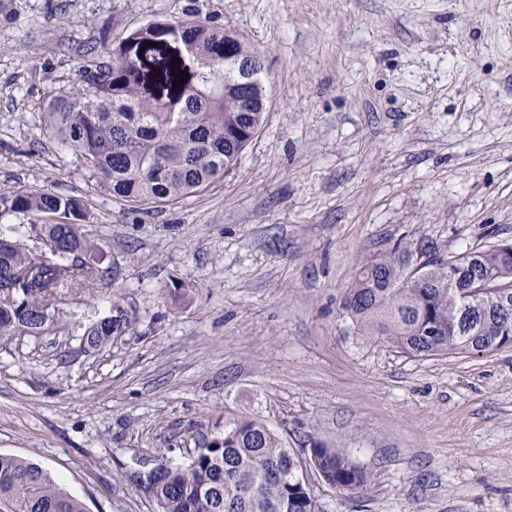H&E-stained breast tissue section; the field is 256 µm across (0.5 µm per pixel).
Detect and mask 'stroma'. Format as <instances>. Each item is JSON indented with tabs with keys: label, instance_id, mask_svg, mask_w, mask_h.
Returning a JSON list of instances; mask_svg holds the SVG:
<instances>
[{
	"label": "stroma",
	"instance_id": "1",
	"mask_svg": "<svg viewBox=\"0 0 512 512\" xmlns=\"http://www.w3.org/2000/svg\"><path fill=\"white\" fill-rule=\"evenodd\" d=\"M188 9L262 55L265 122L193 196L116 200L44 105L84 55ZM29 190L83 197L108 276L0 338V454L88 512H157L139 461L187 464L249 417L367 471L353 499L310 478L321 512H512V348L409 357L342 307L394 247L512 240V0H0V194ZM120 312L129 334L83 346Z\"/></svg>",
	"mask_w": 512,
	"mask_h": 512
}]
</instances>
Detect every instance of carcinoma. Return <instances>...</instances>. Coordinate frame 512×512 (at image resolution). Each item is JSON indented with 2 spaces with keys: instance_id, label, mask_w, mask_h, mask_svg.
Here are the masks:
<instances>
[{
  "instance_id": "1",
  "label": "carcinoma",
  "mask_w": 512,
  "mask_h": 512,
  "mask_svg": "<svg viewBox=\"0 0 512 512\" xmlns=\"http://www.w3.org/2000/svg\"><path fill=\"white\" fill-rule=\"evenodd\" d=\"M227 30L196 15L158 19L85 58L75 91L45 112L51 134L78 167L113 197L169 203L224 176L264 122V68L248 88H233L224 56ZM146 42L156 46L142 48ZM180 63L172 65L173 58ZM184 84L173 88L176 75ZM5 212L61 215L40 226L43 246L26 249L0 224V336L31 335L57 322L59 301L103 277L100 248L79 231L81 199L49 190L0 196ZM418 270L385 254L362 265L343 308L363 336H377L411 357L490 353L512 341V254L492 245L442 256L420 252ZM130 321L107 316L89 325L86 343L103 347ZM320 470L352 496L368 482L344 449L312 440ZM158 512H319L299 476L296 455L265 423L240 418L211 436L186 465L150 473ZM0 501L11 512H87L39 464L0 455Z\"/></svg>"
}]
</instances>
